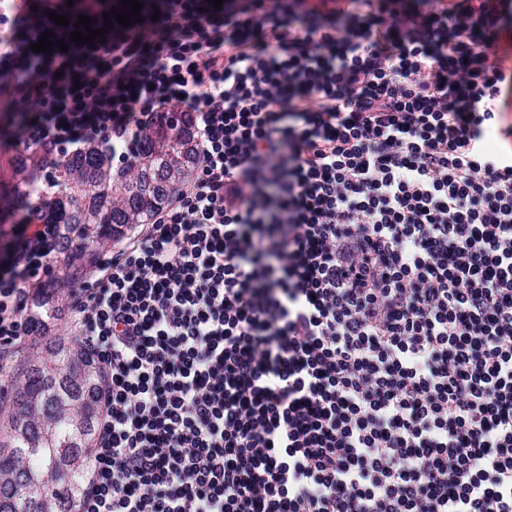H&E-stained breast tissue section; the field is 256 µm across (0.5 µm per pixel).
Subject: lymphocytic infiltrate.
<instances>
[{"instance_id":"1","label":"lymphocytic infiltrate","mask_w":512,"mask_h":512,"mask_svg":"<svg viewBox=\"0 0 512 512\" xmlns=\"http://www.w3.org/2000/svg\"><path fill=\"white\" fill-rule=\"evenodd\" d=\"M307 2L142 0L90 45L50 14L113 0H0V124L45 165H130L174 106L198 135L58 293L104 371L76 512H512V0ZM8 236L1 358L65 233Z\"/></svg>"}]
</instances>
